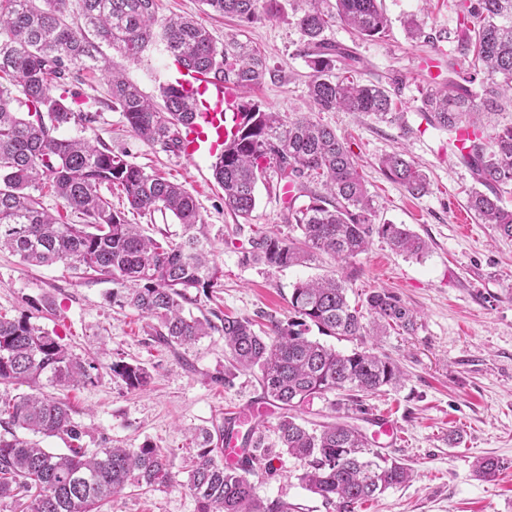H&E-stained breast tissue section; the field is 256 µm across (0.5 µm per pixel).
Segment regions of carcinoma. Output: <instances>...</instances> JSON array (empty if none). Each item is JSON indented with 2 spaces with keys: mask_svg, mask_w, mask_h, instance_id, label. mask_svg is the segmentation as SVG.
Masks as SVG:
<instances>
[{
  "mask_svg": "<svg viewBox=\"0 0 512 512\" xmlns=\"http://www.w3.org/2000/svg\"><path fill=\"white\" fill-rule=\"evenodd\" d=\"M79 4L81 23L68 22L69 4ZM277 0H202L222 15L244 24L260 21L276 9ZM297 25L309 50L312 69L308 95L320 110L361 112L381 121L398 122L391 92L354 78L356 59L329 45L323 33L338 21L360 38L384 30L387 18L380 0H306ZM462 16L455 32L457 51L467 62L448 64L456 78L444 90H430L424 112L431 125L448 131L470 129L465 163L487 191L473 190L469 208L483 223L512 238V209L502 194L512 187V125L489 135L470 119L475 112L500 107L499 97L512 98V0H456ZM161 38L177 65L215 77L246 93L266 74L261 52L241 34L217 42L188 17H157L156 0H0V249H8L31 265L63 263L90 279L109 280L112 299L154 322L164 344L189 347L219 329L232 366L257 373L264 397L282 410L276 423L281 447L305 462L300 480L336 512L355 507L412 478L410 468L371 448L367 437L346 422L309 428L294 414L314 399L336 395L333 408L361 405L357 393L377 394L400 384L402 373L387 355L370 350L342 353L306 336L313 324L332 336L363 338L389 328L415 330L416 315L399 297L375 289L361 302L348 292L358 275L354 259L373 236L392 250L424 259L428 244L405 224L374 222L375 206L350 147L336 133L308 116L293 119L257 104L247 105L248 121L233 147L214 163L224 188V204L246 218L256 205V187L275 163L280 178L306 190L319 181L325 193H309V201L288 202V221L298 236L269 233L254 238L243 261L287 268L329 254L341 263L338 276L296 283L289 304L296 319L283 327L272 323L271 335L258 334L245 318L224 316L221 327L185 313L190 290L208 293L219 286L221 267L211 258L207 225L194 196L183 186L112 154L105 144L57 135L65 125L88 124L94 115L57 89L76 71L100 70L107 78L112 104L131 131L148 144L178 148L180 127L195 114L192 100L177 85L161 87L162 103L144 95L124 76L112 71L102 51L106 45L130 60ZM24 96L28 118L13 112V92ZM387 179L413 197L430 190L427 176L394 153L381 162ZM116 188L129 210L173 216L182 225L181 241L156 239L132 224L101 194ZM64 208L84 217L70 224L43 207V189ZM95 361L73 356L63 338L30 317L0 314V502L24 506L22 512H101L112 497L130 485L165 489L182 485L196 512H293L288 503L265 502L246 474L253 468L224 463V449L214 446L210 429L193 435L197 454L186 481L176 479L168 452L151 443L138 448L84 447V430L73 420L65 399L44 391H60L93 382ZM112 376L127 388L148 386L150 374L140 365L115 359ZM27 385L29 391L12 393ZM57 437L67 451L45 448L41 441ZM501 469L492 457L476 461L474 472L493 479Z\"/></svg>",
  "mask_w": 512,
  "mask_h": 512,
  "instance_id": "carcinoma-1",
  "label": "carcinoma"
}]
</instances>
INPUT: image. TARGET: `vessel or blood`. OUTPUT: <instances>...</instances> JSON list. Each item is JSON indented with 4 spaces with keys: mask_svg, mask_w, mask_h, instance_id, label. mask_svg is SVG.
I'll use <instances>...</instances> for the list:
<instances>
[{
    "mask_svg": "<svg viewBox=\"0 0 512 512\" xmlns=\"http://www.w3.org/2000/svg\"><path fill=\"white\" fill-rule=\"evenodd\" d=\"M177 86L189 93L196 112L180 133L181 153L192 158L200 153L217 156L236 140L241 122V99L237 89L198 72L178 68Z\"/></svg>",
    "mask_w": 512,
    "mask_h": 512,
    "instance_id": "vessel-or-blood-1",
    "label": "vessel or blood"
}]
</instances>
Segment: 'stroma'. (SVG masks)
Here are the masks:
<instances>
[{
	"label": "stroma",
	"mask_w": 512,
	"mask_h": 512,
	"mask_svg": "<svg viewBox=\"0 0 512 512\" xmlns=\"http://www.w3.org/2000/svg\"><path fill=\"white\" fill-rule=\"evenodd\" d=\"M277 4L274 16L246 27L201 0H158L157 14L192 18L219 40L243 31L263 50L267 63L263 80L246 93V102L291 116L308 112L335 130L350 145L374 199L375 223L408 225L429 246L427 257L416 261L373 238L355 260L359 274L349 293L354 300L375 288L389 289L416 313L415 331L392 330L360 341L329 336L314 326L308 331L311 339L346 353L377 348L404 372L398 388L365 397V412H352L351 422L369 434L374 416L385 413L395 419V441L381 438L372 447L413 469L414 478L356 512H512V238L502 237L470 212L474 174L463 162L454 134L429 125L422 114L425 93L447 84L448 61L458 56L455 42L445 43L439 55L427 41L428 34L456 31L455 0H382L388 19L382 34L363 39L341 24L325 32L329 43L356 57L362 82L390 89L404 114L400 125L354 112L315 110L307 94V48L296 25L301 5L299 0ZM414 15L425 22L417 37L407 31ZM111 60L155 99L173 67L159 39L139 61L116 53ZM65 89L96 119L64 126L60 135L102 142L195 197L224 276L220 288L191 306L194 316L246 317L266 331L272 322L293 319L288 301L296 282L335 270V261L326 255L290 268L243 262L252 238L293 233L288 198L275 169H268L266 180L259 182L251 215L235 216L224 204L212 159L189 161L178 151L140 140L113 108L101 73L68 79ZM397 151L425 172L430 182L425 196L411 197L380 171V158ZM112 288V282L88 281L60 263L28 266L19 256L0 251V314L29 316L62 336L74 355L102 362L94 383L65 393L75 422L86 432L85 447L136 448L150 442L167 449L175 472L184 474L197 453L191 441L196 430L223 425L230 414L262 401L257 375L240 371L223 383L229 363L222 334L212 333L188 348L163 345L137 311L113 303ZM115 358L144 366L151 375L149 385L131 390L113 378L108 365ZM276 422L273 413L259 421L257 435L265 454L250 477L258 496L288 502L295 512H334L302 485L304 463L282 450ZM489 456L500 460L501 471L493 480L477 479L474 461ZM106 512H196V503L178 485L132 487L113 497Z\"/></svg>",
	"instance_id": "35a3bbf8"
}]
</instances>
